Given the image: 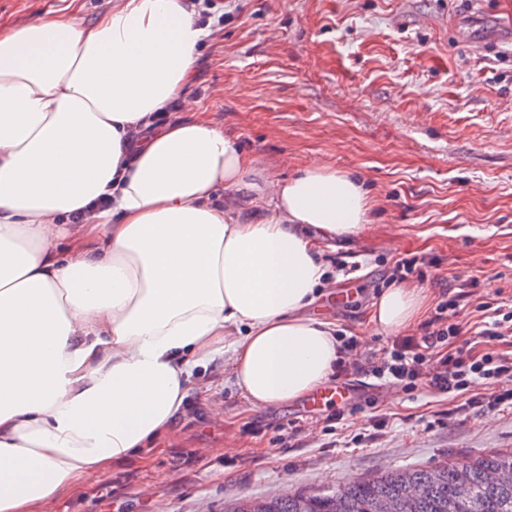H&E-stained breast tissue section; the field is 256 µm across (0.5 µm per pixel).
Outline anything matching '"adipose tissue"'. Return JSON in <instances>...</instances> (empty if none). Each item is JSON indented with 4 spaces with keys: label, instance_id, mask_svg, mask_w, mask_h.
<instances>
[{
    "label": "adipose tissue",
    "instance_id": "ef3b65f1",
    "mask_svg": "<svg viewBox=\"0 0 512 512\" xmlns=\"http://www.w3.org/2000/svg\"><path fill=\"white\" fill-rule=\"evenodd\" d=\"M209 37L190 0L0 30V512L152 447L219 357L254 408L311 393L339 357L335 325L307 310L321 237L357 234L368 194L317 159L255 182L256 158L204 118L153 126ZM243 200L270 215L241 219ZM423 304L389 288L372 319L407 330Z\"/></svg>",
    "mask_w": 512,
    "mask_h": 512
}]
</instances>
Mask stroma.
Here are the masks:
<instances>
[{
  "label": "stroma",
  "instance_id": "35a3bbf8",
  "mask_svg": "<svg viewBox=\"0 0 512 512\" xmlns=\"http://www.w3.org/2000/svg\"><path fill=\"white\" fill-rule=\"evenodd\" d=\"M113 2L0 0V26L61 10L91 23ZM507 13L512 0H240L201 53L187 95L261 177L317 158L363 180L370 222L322 241L324 263L346 267L309 310L353 338L359 358L392 340L371 319L373 283L404 255L427 262L407 281L424 289L425 315L473 278L467 320L485 295L512 300V46L485 48ZM340 380L355 391L347 403L252 410L215 364L162 448L85 479L55 512H224L232 498L512 449V409L488 406L497 385H476L484 404L471 408L363 370L327 382Z\"/></svg>",
  "mask_w": 512,
  "mask_h": 512
}]
</instances>
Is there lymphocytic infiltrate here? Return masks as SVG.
<instances>
[{"mask_svg": "<svg viewBox=\"0 0 512 512\" xmlns=\"http://www.w3.org/2000/svg\"><path fill=\"white\" fill-rule=\"evenodd\" d=\"M482 316L488 321L480 330L483 338L504 343V350L495 347L476 351L470 342H458L461 331L458 318L463 310L459 297L442 301L434 316L422 326L419 336L393 342L380 363L369 365V372L394 384L411 385L425 381L442 393L466 395L479 381L498 384L499 394L493 407L512 405V316L502 314L493 302H481ZM454 340V350H445L446 340Z\"/></svg>", "mask_w": 512, "mask_h": 512, "instance_id": "lymphocytic-infiltrate-1", "label": "lymphocytic infiltrate"}]
</instances>
